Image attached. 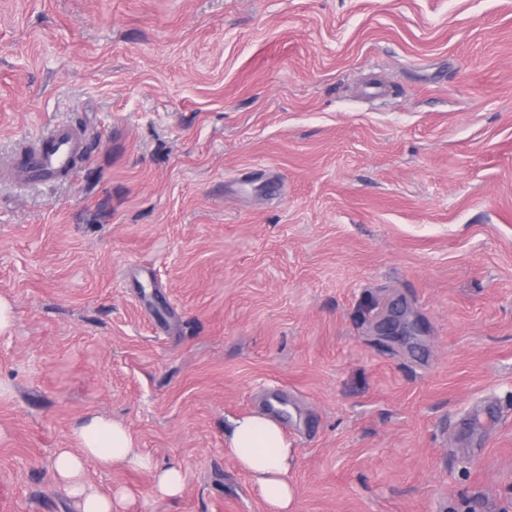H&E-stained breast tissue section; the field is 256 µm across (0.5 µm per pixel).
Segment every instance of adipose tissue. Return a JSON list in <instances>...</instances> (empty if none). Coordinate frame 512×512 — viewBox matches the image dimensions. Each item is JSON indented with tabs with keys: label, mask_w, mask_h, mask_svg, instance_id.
<instances>
[{
	"label": "adipose tissue",
	"mask_w": 512,
	"mask_h": 512,
	"mask_svg": "<svg viewBox=\"0 0 512 512\" xmlns=\"http://www.w3.org/2000/svg\"><path fill=\"white\" fill-rule=\"evenodd\" d=\"M75 436L76 447L57 450L53 474L67 496L76 502L78 512H126L129 503L126 489L102 493L87 483L86 470L92 463L149 472L161 497L181 495L183 470L176 465L157 466L151 456L137 448L122 424L91 415L76 427ZM224 440L226 453L258 487L269 512H292L295 493L288 475L295 451L280 424L259 413L240 415L231 419Z\"/></svg>",
	"instance_id": "1"
}]
</instances>
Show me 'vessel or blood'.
<instances>
[{"label":"vessel or blood","mask_w":512,"mask_h":512,"mask_svg":"<svg viewBox=\"0 0 512 512\" xmlns=\"http://www.w3.org/2000/svg\"><path fill=\"white\" fill-rule=\"evenodd\" d=\"M83 128L59 124L42 132L26 153L0 160V169L23 185L56 180L73 173L84 154Z\"/></svg>","instance_id":"b4317fda"}]
</instances>
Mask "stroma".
I'll list each match as a JSON object with an SVG mask.
<instances>
[{"instance_id":"1","label":"stroma","mask_w":512,"mask_h":512,"mask_svg":"<svg viewBox=\"0 0 512 512\" xmlns=\"http://www.w3.org/2000/svg\"><path fill=\"white\" fill-rule=\"evenodd\" d=\"M0 512H77L98 414L267 512L227 417L286 411L294 512H512V0H0ZM86 130L66 124L52 126L29 146L27 153L1 159V170L19 184L56 180L74 172L84 154Z\"/></svg>"}]
</instances>
